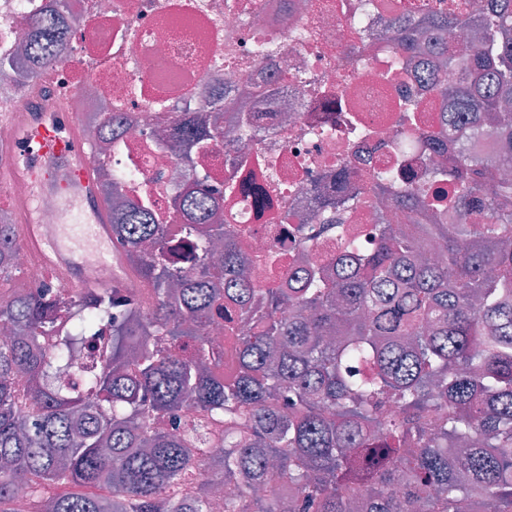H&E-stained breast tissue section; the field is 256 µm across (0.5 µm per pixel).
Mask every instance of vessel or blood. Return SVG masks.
<instances>
[{
	"label": "vessel or blood",
	"instance_id": "vessel-or-blood-1",
	"mask_svg": "<svg viewBox=\"0 0 512 512\" xmlns=\"http://www.w3.org/2000/svg\"><path fill=\"white\" fill-rule=\"evenodd\" d=\"M9 158L0 164V185L26 177L30 206L21 216L22 241L37 262L51 267L76 291L104 289L88 280L81 264L84 243H94L102 258L114 263L119 283L132 284L127 268L118 263V247L93 178L97 160L78 132L76 115L64 112L50 96L35 103L32 121L17 113H0ZM59 192V205L70 222L41 223L36 202L49 188Z\"/></svg>",
	"mask_w": 512,
	"mask_h": 512
}]
</instances>
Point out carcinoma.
Instances as JSON below:
<instances>
[{
  "label": "carcinoma",
  "instance_id": "obj_1",
  "mask_svg": "<svg viewBox=\"0 0 512 512\" xmlns=\"http://www.w3.org/2000/svg\"><path fill=\"white\" fill-rule=\"evenodd\" d=\"M463 25L480 35L459 54L445 33ZM30 28L34 78L65 56L67 34L51 20ZM392 30L401 66L426 63L453 132L423 135L440 158L427 183L400 186L383 168L352 177L346 197L318 191L319 205L365 194L422 223L380 225L371 249L325 224L342 253L304 270L302 288H264L216 223L236 181L221 198L192 166L225 137L218 113L232 102L209 103L212 120L184 113L166 137L188 166L169 215L127 200L98 165L112 236L144 288L35 285L0 301V326L16 330L0 342V512L20 485L34 512H211L216 479L224 512H512V177L468 150L478 134L512 146V0H432ZM95 121L107 131L124 116ZM13 247L0 224L1 279ZM226 305L221 377L203 326ZM78 340L89 364L60 384ZM187 397L200 417L180 422ZM63 482L92 492L52 491ZM266 485L281 493L255 492Z\"/></svg>",
  "mask_w": 512,
  "mask_h": 512
}]
</instances>
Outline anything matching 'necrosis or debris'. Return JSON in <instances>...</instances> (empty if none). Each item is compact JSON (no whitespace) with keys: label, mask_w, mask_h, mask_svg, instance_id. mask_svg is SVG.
<instances>
[{"label":"necrosis or debris","mask_w":512,"mask_h":512,"mask_svg":"<svg viewBox=\"0 0 512 512\" xmlns=\"http://www.w3.org/2000/svg\"><path fill=\"white\" fill-rule=\"evenodd\" d=\"M416 0H65L69 52L30 86L18 67L0 81V103L32 111L44 93L78 113L83 138L94 115L123 112L129 130L104 155L123 176L128 199H148L166 213L183 178L180 160L156 131L180 113L199 111L217 94L255 89L245 111L231 113L233 137L212 144L204 165L213 187L224 160L239 156L236 195L225 201L232 224L245 229L250 252L292 251L299 219L314 215L313 189L331 171L391 166L422 174L429 162L422 134L440 129V109L421 129L395 120L405 96L423 101L429 88L398 64L390 26ZM54 0H0V57L25 43L33 15L53 16ZM275 48L258 56V43ZM318 223L357 225L372 237L399 215L360 199Z\"/></svg>","instance_id":"1"}]
</instances>
